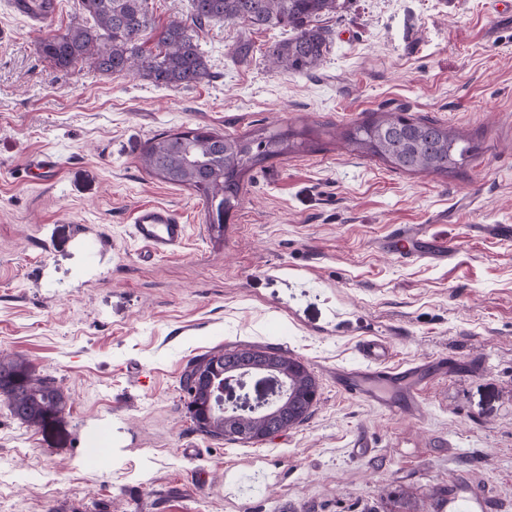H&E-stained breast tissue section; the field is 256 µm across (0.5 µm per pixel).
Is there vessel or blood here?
I'll return each instance as SVG.
<instances>
[{
    "label": "vessel or blood",
    "mask_w": 512,
    "mask_h": 512,
    "mask_svg": "<svg viewBox=\"0 0 512 512\" xmlns=\"http://www.w3.org/2000/svg\"><path fill=\"white\" fill-rule=\"evenodd\" d=\"M6 5L10 14L27 20L31 28L39 30L54 18L58 0H7ZM187 232V225L173 211L152 205L136 211L131 237L140 255L155 258L176 254L184 245ZM385 249L407 261L421 257L444 260L451 253L449 245L419 237L414 228L406 226L394 232L386 241ZM358 354L363 361L362 368L337 371L339 392L384 408L399 403L405 411L420 410V395L426 384L420 365H392V345L380 336L361 341Z\"/></svg>",
    "instance_id": "obj_1"
}]
</instances>
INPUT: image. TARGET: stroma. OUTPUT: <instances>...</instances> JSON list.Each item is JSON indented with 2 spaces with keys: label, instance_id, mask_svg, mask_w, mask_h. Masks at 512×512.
<instances>
[{
  "label": "stroma",
  "instance_id": "obj_1",
  "mask_svg": "<svg viewBox=\"0 0 512 512\" xmlns=\"http://www.w3.org/2000/svg\"><path fill=\"white\" fill-rule=\"evenodd\" d=\"M60 3L40 30L0 10V357L68 397L40 427L0 401V512H512V239L491 230L512 225V0H339L311 75L272 67L286 31L216 21L198 39L210 77L178 89L43 59L42 40L86 23ZM381 111L440 121L475 153L447 177L347 149L340 131ZM272 123L315 147L248 173L219 234L194 191L141 166L162 133ZM145 205L188 224L178 253L140 256ZM405 225L449 258L385 251ZM371 336L432 375L419 417L337 390ZM244 346L300 358L320 400L257 444L200 435L180 376ZM358 437L369 456L350 454Z\"/></svg>",
  "mask_w": 512,
  "mask_h": 512
}]
</instances>
